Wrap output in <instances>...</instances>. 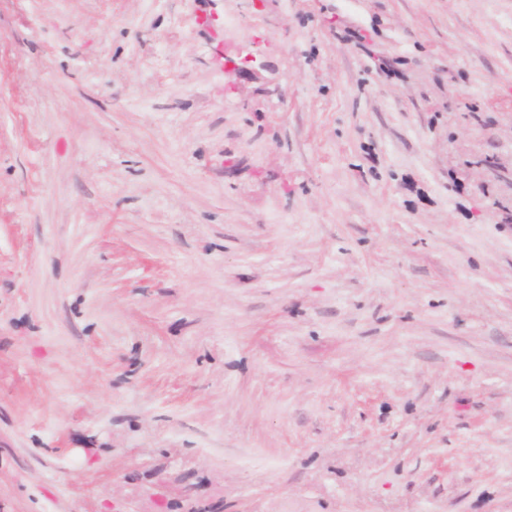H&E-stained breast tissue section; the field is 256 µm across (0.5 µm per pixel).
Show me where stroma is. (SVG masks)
Returning <instances> with one entry per match:
<instances>
[{
	"label": "stroma",
	"instance_id": "stroma-1",
	"mask_svg": "<svg viewBox=\"0 0 512 512\" xmlns=\"http://www.w3.org/2000/svg\"><path fill=\"white\" fill-rule=\"evenodd\" d=\"M0 512H512V0H0Z\"/></svg>",
	"mask_w": 512,
	"mask_h": 512
}]
</instances>
